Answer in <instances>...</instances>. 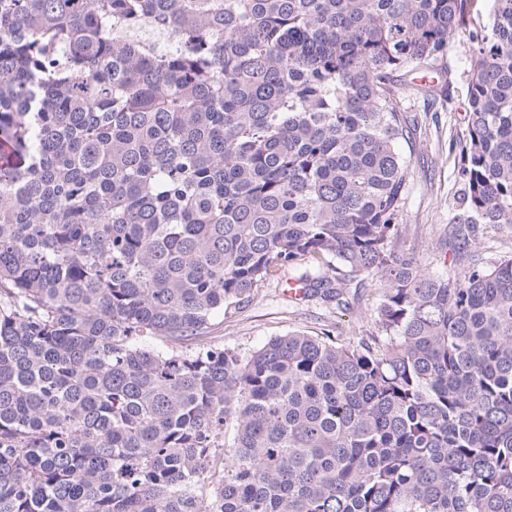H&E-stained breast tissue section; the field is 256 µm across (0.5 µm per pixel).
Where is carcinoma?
Returning a JSON list of instances; mask_svg holds the SVG:
<instances>
[{"label": "carcinoma", "mask_w": 512, "mask_h": 512, "mask_svg": "<svg viewBox=\"0 0 512 512\" xmlns=\"http://www.w3.org/2000/svg\"><path fill=\"white\" fill-rule=\"evenodd\" d=\"M493 2L0 0V512H512V255L393 245L403 91L436 89L399 78L460 35L450 235L512 224ZM290 271L328 307L375 278L379 335L208 343Z\"/></svg>", "instance_id": "1"}]
</instances>
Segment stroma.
Segmentation results:
<instances>
[{"instance_id":"35a3bbf8","label":"stroma","mask_w":512,"mask_h":512,"mask_svg":"<svg viewBox=\"0 0 512 512\" xmlns=\"http://www.w3.org/2000/svg\"><path fill=\"white\" fill-rule=\"evenodd\" d=\"M441 64L451 72L448 92L410 94L404 100L415 144L405 153L409 162L406 205L394 244L415 252L426 271L445 277L458 267L448 226L461 188L457 178L459 141L468 123L466 90L472 54L465 39L449 45ZM286 289L283 280L263 282L248 303L218 321L211 334L212 343L245 357L270 339L291 331L313 335L328 331L354 343L377 331L374 309L379 290L375 279L363 278L357 298L347 310L327 307L311 297L289 299Z\"/></svg>"}]
</instances>
